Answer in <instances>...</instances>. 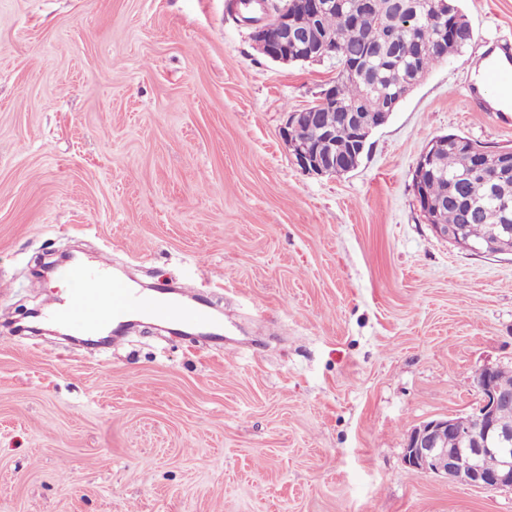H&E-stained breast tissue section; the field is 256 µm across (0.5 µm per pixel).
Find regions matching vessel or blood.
Segmentation results:
<instances>
[{"label": "vessel or blood", "mask_w": 512, "mask_h": 512, "mask_svg": "<svg viewBox=\"0 0 512 512\" xmlns=\"http://www.w3.org/2000/svg\"><path fill=\"white\" fill-rule=\"evenodd\" d=\"M482 81L470 90L469 101L484 104L489 91L512 87V44L504 42L489 48L477 63ZM200 290L181 284L173 291L144 295L123 279L109 274L107 259L94 266L78 265L65 300L47 306V318L63 323L83 335L94 336L118 327L131 316L155 313L175 325L188 326L219 337L212 314L199 304Z\"/></svg>", "instance_id": "obj_1"}]
</instances>
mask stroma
<instances>
[{
  "mask_svg": "<svg viewBox=\"0 0 512 512\" xmlns=\"http://www.w3.org/2000/svg\"><path fill=\"white\" fill-rule=\"evenodd\" d=\"M458 4L471 43L328 177L281 132L335 62L268 59L229 0H0V512H512L403 458L512 370V256L439 238L413 191L434 137L512 144L467 99L512 0ZM69 249L202 288L226 352L145 317L97 351L14 332Z\"/></svg>",
  "mask_w": 512,
  "mask_h": 512,
  "instance_id": "35a3bbf8",
  "label": "stroma"
}]
</instances>
